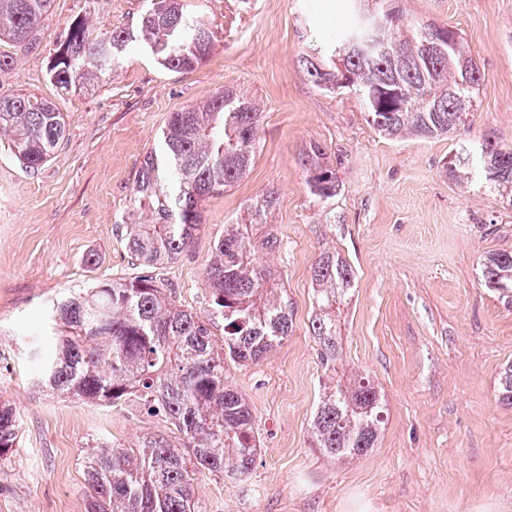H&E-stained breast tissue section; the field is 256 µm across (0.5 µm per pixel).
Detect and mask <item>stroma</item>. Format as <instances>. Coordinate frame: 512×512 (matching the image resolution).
I'll use <instances>...</instances> for the list:
<instances>
[{
    "instance_id": "35a3bbf8",
    "label": "stroma",
    "mask_w": 512,
    "mask_h": 512,
    "mask_svg": "<svg viewBox=\"0 0 512 512\" xmlns=\"http://www.w3.org/2000/svg\"><path fill=\"white\" fill-rule=\"evenodd\" d=\"M216 32L210 59L189 74L147 52L127 54L90 94L59 95L48 58L71 23L97 32L136 22L144 0H54L35 52L0 72V92L54 102L66 136L38 171L0 143V398L21 413L20 442L0 469V512H85L82 458L89 438L133 447L163 423L129 402L103 408L40 395L19 333L39 328L63 292L134 274L119 225L139 166L172 112L220 88L260 102L248 174L203 206V229L162 269L184 307L201 311L214 239L267 190L280 241L260 251L294 308L293 329L259 364L229 368L248 400L261 448L249 479L204 477L205 512H512V407L499 378L512 363V307L480 280V262L512 249V206L446 169L457 139L512 145V0H404L416 19L457 29L484 74L470 126L433 139H387L360 101L319 90L298 60L315 54L341 0H186ZM321 144L342 191L321 204L299 157ZM334 250L355 271L343 314L344 367L385 398L375 448L350 464L313 448L310 422L323 368L309 331L310 268Z\"/></svg>"
}]
</instances>
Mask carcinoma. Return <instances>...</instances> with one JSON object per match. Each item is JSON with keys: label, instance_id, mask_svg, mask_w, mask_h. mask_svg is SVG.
Here are the masks:
<instances>
[{"label": "carcinoma", "instance_id": "carcinoma-1", "mask_svg": "<svg viewBox=\"0 0 512 512\" xmlns=\"http://www.w3.org/2000/svg\"><path fill=\"white\" fill-rule=\"evenodd\" d=\"M380 26L351 8L318 55L303 56V73L329 91L340 83L362 103L366 120L390 139H430L466 126L483 83L461 34L411 21L401 4L373 0ZM53 0H0V44L19 51L40 46L39 31ZM214 31L180 0H146L135 25L98 34L90 18L73 21L51 54L48 75L61 92L95 90L132 49L144 48L166 70L184 74L204 64ZM391 88L398 95L388 96ZM260 105L229 90L170 114L159 147L143 159L119 225L139 275L97 284L52 302L47 326L29 343L36 387L97 406L131 400L173 426L135 448L106 437L87 441L83 469L87 512H201L193 500L199 475L242 481L260 447L250 405L226 378V364L260 362L288 337L293 309L277 272L259 263L277 238L254 237L270 225L278 196L270 191L247 207L249 223L226 224L205 270L203 312L178 304L177 290L156 270L177 259L202 228L203 203L249 171L259 133ZM24 168L38 170L65 139L57 106L34 94L0 93V136ZM326 152L302 154L310 193L322 204L341 186ZM448 175L498 193L512 206V147L492 137L475 150L451 152ZM481 282L512 305V250L483 259ZM311 336L327 381L311 422L313 446L338 461L375 447L383 398L369 378L339 373L338 317L355 285L352 267L334 251L312 266ZM501 400L512 406V365L500 374ZM16 410L0 401V469L19 447Z\"/></svg>", "mask_w": 512, "mask_h": 512}]
</instances>
